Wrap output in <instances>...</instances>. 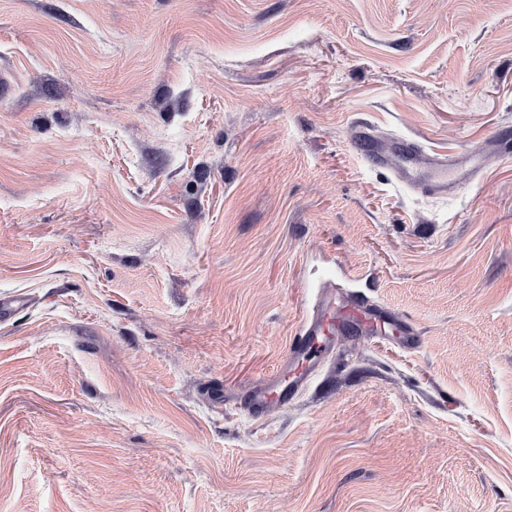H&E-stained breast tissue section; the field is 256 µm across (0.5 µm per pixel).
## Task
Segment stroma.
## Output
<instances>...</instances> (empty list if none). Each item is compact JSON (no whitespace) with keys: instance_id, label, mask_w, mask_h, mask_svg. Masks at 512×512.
Instances as JSON below:
<instances>
[{"instance_id":"obj_1","label":"stroma","mask_w":512,"mask_h":512,"mask_svg":"<svg viewBox=\"0 0 512 512\" xmlns=\"http://www.w3.org/2000/svg\"><path fill=\"white\" fill-rule=\"evenodd\" d=\"M4 67L0 512H512V0H0ZM330 280L417 347L249 418ZM356 152L368 162L378 161L393 169L401 180L429 195L447 196L459 190L458 170L467 168L479 175L484 166L482 149H473L452 158H438L424 153L409 139L383 140L369 127H355L352 142Z\"/></svg>"}]
</instances>
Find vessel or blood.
Segmentation results:
<instances>
[{
  "mask_svg": "<svg viewBox=\"0 0 512 512\" xmlns=\"http://www.w3.org/2000/svg\"><path fill=\"white\" fill-rule=\"evenodd\" d=\"M353 148L366 161H378L393 169L401 180L421 192L445 196L461 186L459 169L480 174L484 166L482 150L473 149L451 158H438L424 153L409 139L383 140L369 127L357 125ZM389 312L377 303L354 295L336 296L332 286H325L316 310L306 317L289 345L291 358L283 362L270 384L254 391L245 409L251 416L262 417L272 403L287 404L329 351L337 333L350 322L369 328L387 324Z\"/></svg>",
  "mask_w": 512,
  "mask_h": 512,
  "instance_id": "b4317fda",
  "label": "vessel or blood"
}]
</instances>
